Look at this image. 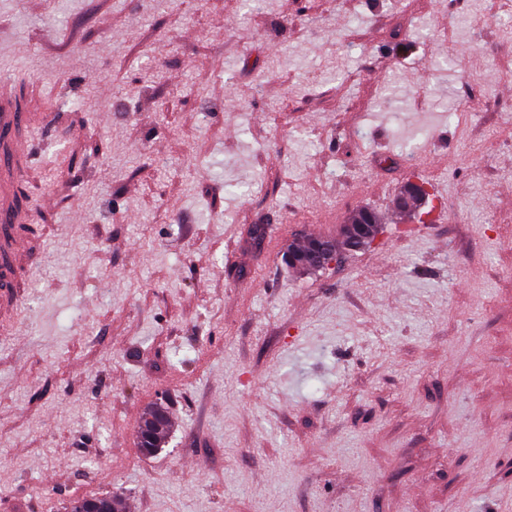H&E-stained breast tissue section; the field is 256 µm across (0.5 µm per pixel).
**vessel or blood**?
Returning a JSON list of instances; mask_svg holds the SVG:
<instances>
[{
	"label": "vessel or blood",
	"instance_id": "obj_1",
	"mask_svg": "<svg viewBox=\"0 0 512 512\" xmlns=\"http://www.w3.org/2000/svg\"><path fill=\"white\" fill-rule=\"evenodd\" d=\"M50 118L46 112H24L8 89H0V327L14 315L21 299L14 292L10 261L25 251L16 234L17 225L27 220V211L17 201L16 189L22 175L20 162L28 157V132Z\"/></svg>",
	"mask_w": 512,
	"mask_h": 512
}]
</instances>
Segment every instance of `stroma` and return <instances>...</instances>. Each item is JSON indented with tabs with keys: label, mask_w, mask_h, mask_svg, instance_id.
Wrapping results in <instances>:
<instances>
[{
	"label": "stroma",
	"mask_w": 512,
	"mask_h": 512,
	"mask_svg": "<svg viewBox=\"0 0 512 512\" xmlns=\"http://www.w3.org/2000/svg\"><path fill=\"white\" fill-rule=\"evenodd\" d=\"M2 77L53 121L0 328V512H512L497 0H0ZM411 179L439 221L397 209ZM360 208L366 248L286 264Z\"/></svg>",
	"instance_id": "obj_1"
}]
</instances>
